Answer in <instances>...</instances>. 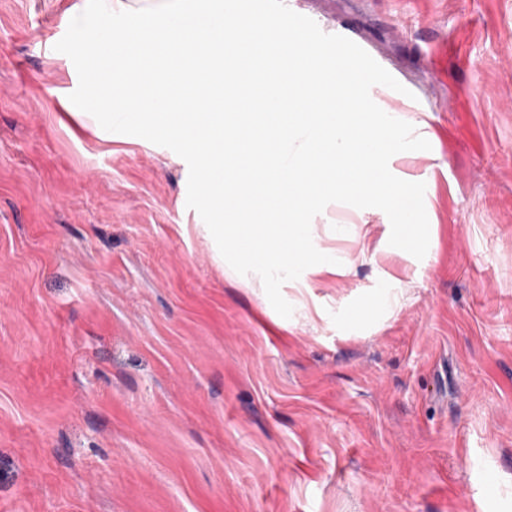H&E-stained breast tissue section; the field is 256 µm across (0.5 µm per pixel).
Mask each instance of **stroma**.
Listing matches in <instances>:
<instances>
[{
    "instance_id": "stroma-1",
    "label": "stroma",
    "mask_w": 512,
    "mask_h": 512,
    "mask_svg": "<svg viewBox=\"0 0 512 512\" xmlns=\"http://www.w3.org/2000/svg\"><path fill=\"white\" fill-rule=\"evenodd\" d=\"M75 2L0 0V512H512V0H285L364 33L431 145L390 160L426 256L329 204L340 271L288 318L181 157L71 103Z\"/></svg>"
}]
</instances>
